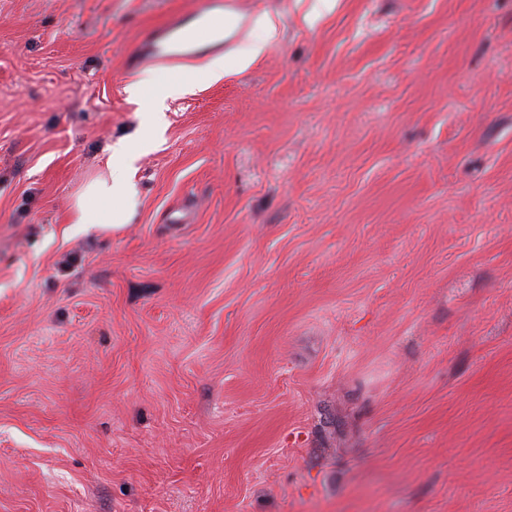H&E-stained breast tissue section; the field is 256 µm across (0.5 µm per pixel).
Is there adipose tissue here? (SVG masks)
I'll return each mask as SVG.
<instances>
[{"label":"adipose tissue","mask_w":512,"mask_h":512,"mask_svg":"<svg viewBox=\"0 0 512 512\" xmlns=\"http://www.w3.org/2000/svg\"><path fill=\"white\" fill-rule=\"evenodd\" d=\"M192 78L187 74L158 76L145 73L132 85L130 93L138 99L151 128L161 126L160 113L167 100L184 94ZM136 146L114 149L106 162V173L92 180L75 201L71 221L77 225H120L135 206L131 170L136 159Z\"/></svg>","instance_id":"ef3b65f1"}]
</instances>
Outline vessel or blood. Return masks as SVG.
Wrapping results in <instances>:
<instances>
[{
    "instance_id": "vessel-or-blood-1",
    "label": "vessel or blood",
    "mask_w": 512,
    "mask_h": 512,
    "mask_svg": "<svg viewBox=\"0 0 512 512\" xmlns=\"http://www.w3.org/2000/svg\"><path fill=\"white\" fill-rule=\"evenodd\" d=\"M238 0H198L187 14L144 34L138 49L152 63L193 62L223 50L224 29L240 25Z\"/></svg>"
}]
</instances>
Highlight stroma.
<instances>
[{
  "label": "stroma",
  "instance_id": "stroma-1",
  "mask_svg": "<svg viewBox=\"0 0 512 512\" xmlns=\"http://www.w3.org/2000/svg\"><path fill=\"white\" fill-rule=\"evenodd\" d=\"M191 5L0 0V512H512V0L138 62ZM141 140L128 223L68 224ZM191 83L192 77L188 74L159 77L153 72H147L129 88V91L141 102L143 112H147V124L153 130H159L161 127L160 113L165 102L168 99L180 97Z\"/></svg>",
  "mask_w": 512,
  "mask_h": 512
}]
</instances>
